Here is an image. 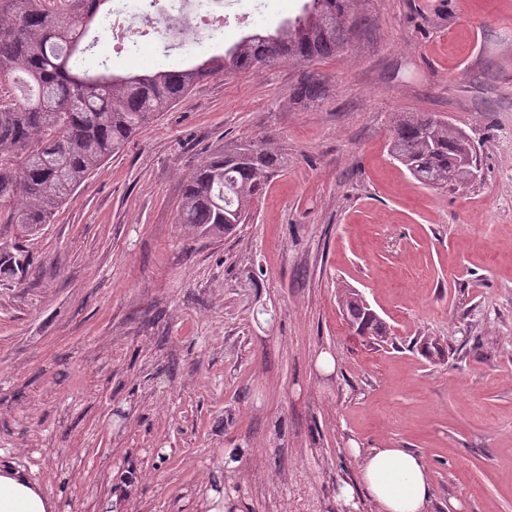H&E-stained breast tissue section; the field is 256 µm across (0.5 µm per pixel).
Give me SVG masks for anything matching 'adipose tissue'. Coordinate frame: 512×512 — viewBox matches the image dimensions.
<instances>
[{"mask_svg": "<svg viewBox=\"0 0 512 512\" xmlns=\"http://www.w3.org/2000/svg\"><path fill=\"white\" fill-rule=\"evenodd\" d=\"M359 459V483H342L336 498L355 507L364 495L376 512H431L434 491L425 457L407 448L351 447ZM40 481L0 455V512H57Z\"/></svg>", "mask_w": 512, "mask_h": 512, "instance_id": "ef3b65f1", "label": "adipose tissue"}]
</instances>
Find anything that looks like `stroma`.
<instances>
[{"label": "stroma", "mask_w": 512, "mask_h": 512, "mask_svg": "<svg viewBox=\"0 0 512 512\" xmlns=\"http://www.w3.org/2000/svg\"><path fill=\"white\" fill-rule=\"evenodd\" d=\"M163 56L154 36L99 54L146 72L270 30ZM339 56L208 77L106 160L37 238L27 278L0 282V450L58 512H199V489L243 512H347L360 448L428 461L432 512H512V0H359ZM315 75L325 98H294ZM399 112L474 142L480 172L429 188L393 161ZM240 139L288 164L233 234L177 222L187 176ZM389 328L355 335L341 289ZM438 338L442 359L420 338ZM336 370L321 373L320 352ZM240 465L227 470L232 449Z\"/></svg>", "instance_id": "stroma-1"}]
</instances>
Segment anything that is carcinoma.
Returning <instances> with one entry per match:
<instances>
[{"instance_id":"obj_1","label":"carcinoma","mask_w":512,"mask_h":512,"mask_svg":"<svg viewBox=\"0 0 512 512\" xmlns=\"http://www.w3.org/2000/svg\"><path fill=\"white\" fill-rule=\"evenodd\" d=\"M355 0H306L302 13L272 31L249 33L224 54L145 73H119L95 56L96 23L112 16V0H0V77L22 72L23 102L0 87V223L30 237L44 227L91 174L139 129L201 80L251 71L282 59L299 62L342 53ZM325 92L304 78L296 100L320 104ZM390 155L432 188L470 182L476 159L467 135L427 112L392 121ZM285 157L263 140L224 146L187 180L178 223L192 235L220 238L245 222L253 201L281 172ZM32 266L19 243L0 244V281H21ZM342 315L369 336L385 326L353 295Z\"/></svg>"}]
</instances>
